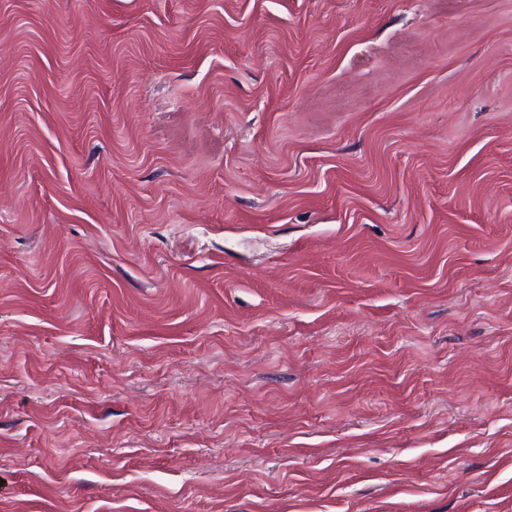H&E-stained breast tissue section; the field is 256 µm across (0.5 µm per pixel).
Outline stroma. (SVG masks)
I'll list each match as a JSON object with an SVG mask.
<instances>
[{
	"label": "stroma",
	"mask_w": 512,
	"mask_h": 512,
	"mask_svg": "<svg viewBox=\"0 0 512 512\" xmlns=\"http://www.w3.org/2000/svg\"><path fill=\"white\" fill-rule=\"evenodd\" d=\"M0 512H512V0H0Z\"/></svg>",
	"instance_id": "1"
}]
</instances>
